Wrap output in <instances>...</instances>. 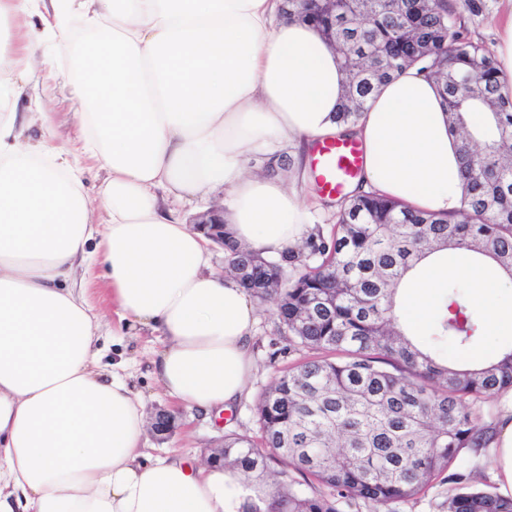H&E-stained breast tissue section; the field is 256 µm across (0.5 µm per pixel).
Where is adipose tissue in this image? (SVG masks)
I'll return each instance as SVG.
<instances>
[{
    "label": "adipose tissue",
    "mask_w": 512,
    "mask_h": 512,
    "mask_svg": "<svg viewBox=\"0 0 512 512\" xmlns=\"http://www.w3.org/2000/svg\"><path fill=\"white\" fill-rule=\"evenodd\" d=\"M49 5L52 23L0 42V512H238L261 488L216 463L145 451L143 398L100 364L84 273L101 267L120 321L162 337L154 374L170 397L204 412L242 398L257 309L167 199L223 190L239 242L296 247L311 229L298 194L245 169L339 132L336 55L316 27L280 16V0ZM63 62L83 152L106 173L94 197L88 168L28 142L48 113L10 109L36 68ZM356 132L367 186L419 210L462 208L448 114L417 69L373 94ZM422 267L399 306H427L453 274L472 281L492 333L512 334L492 300L506 275L463 259ZM491 450L499 493L512 497V390Z\"/></svg>",
    "instance_id": "ef3b65f1"
}]
</instances>
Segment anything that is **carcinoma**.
Segmentation results:
<instances>
[{"instance_id": "cac0c4a2", "label": "carcinoma", "mask_w": 512, "mask_h": 512, "mask_svg": "<svg viewBox=\"0 0 512 512\" xmlns=\"http://www.w3.org/2000/svg\"><path fill=\"white\" fill-rule=\"evenodd\" d=\"M489 2L462 0V8L480 18ZM287 14L316 26L338 55L346 77L339 124L356 126L376 90L410 66L435 80L459 142L464 207L419 211L359 181L327 202L338 208L336 224L316 227L297 251L267 256L224 235L229 275L251 296L274 300L280 335L315 353L261 397L260 443L224 437V468L271 486L241 512H340L359 502L385 512L445 473L460 485L448 512H512V498L467 487L462 456L493 441L483 405L512 389V347L453 364L442 356L446 344L470 349L483 322L460 279L428 325L430 345L396 314L406 273L448 248L512 277L505 75L448 0H288ZM477 111L491 114L487 126L467 124L465 114Z\"/></svg>"}]
</instances>
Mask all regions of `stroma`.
Here are the masks:
<instances>
[{
  "instance_id": "35a3bbf8",
  "label": "stroma",
  "mask_w": 512,
  "mask_h": 512,
  "mask_svg": "<svg viewBox=\"0 0 512 512\" xmlns=\"http://www.w3.org/2000/svg\"><path fill=\"white\" fill-rule=\"evenodd\" d=\"M65 82V77L60 74L43 76L44 92L37 94L32 88H25L17 101V109L21 112L40 110L49 113L57 144L75 151L80 144L71 118V102ZM87 296L91 304L104 314L100 341L103 364L123 363V373L131 387L144 398L147 415H154L157 409L166 408L173 411L178 419L177 431L170 439L162 440L153 431H145V445L155 457L166 456L174 450L194 463L202 464L224 435H256V407L262 393L272 384L279 368L300 357L299 352L289 351L287 342L275 331L274 303L258 304L252 344L254 371L248 385V395L230 409L205 415L194 407L175 403L157 385L152 359L162 347L160 339L147 330L128 332L117 316L109 314L99 282L90 284Z\"/></svg>"
}]
</instances>
